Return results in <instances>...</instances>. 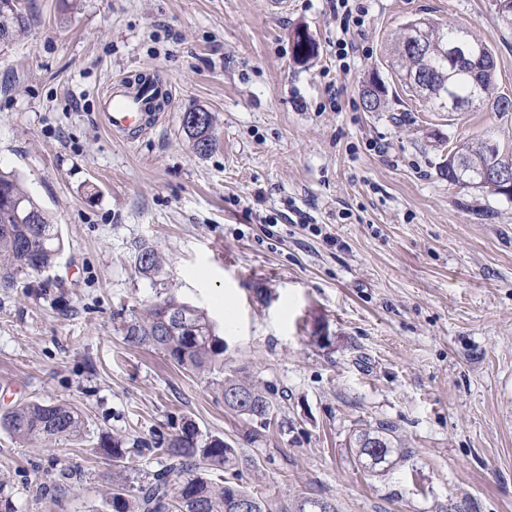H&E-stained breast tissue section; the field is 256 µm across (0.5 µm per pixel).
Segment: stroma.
<instances>
[{
    "instance_id": "stroma-1",
    "label": "stroma",
    "mask_w": 512,
    "mask_h": 512,
    "mask_svg": "<svg viewBox=\"0 0 512 512\" xmlns=\"http://www.w3.org/2000/svg\"><path fill=\"white\" fill-rule=\"evenodd\" d=\"M29 29L0 45V169L48 212L64 250L41 291L0 285V411L63 402L80 437L42 448L0 430V501L12 512H104L106 436L149 449L184 421L254 459L242 481L273 512H512V200L449 183L450 144H512V112L448 114L392 66L420 15L495 53L512 97V28L495 0H367L350 71L337 72L328 0H20ZM317 44L294 57L293 33ZM149 73L174 93L130 143L107 129L113 79ZM386 88L383 111L360 91ZM334 85L337 109L326 106ZM215 116L195 155L185 112ZM310 215L309 226L292 223ZM162 257L140 274L138 246ZM175 291L224 339V372L285 393L279 424L246 421L211 376L124 343L121 318ZM393 425L406 459L356 463L358 431Z\"/></svg>"
}]
</instances>
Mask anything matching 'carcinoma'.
Masks as SVG:
<instances>
[{
	"label": "carcinoma",
	"mask_w": 512,
	"mask_h": 512,
	"mask_svg": "<svg viewBox=\"0 0 512 512\" xmlns=\"http://www.w3.org/2000/svg\"><path fill=\"white\" fill-rule=\"evenodd\" d=\"M27 23L18 0H0V31L16 39ZM458 27L419 17L408 21L393 47L399 80L413 95L442 112L479 108L492 104L499 112L512 110V99L494 95L495 64L492 49L476 40L473 55L451 56L445 47L455 40ZM384 90L378 84L363 90V100H371L367 111L381 109ZM212 112L199 109V123L183 119L195 154L204 156L213 148ZM484 139L474 137L448 150L442 171L462 163L448 181L463 188L473 187L471 176L488 163L482 148ZM64 248L56 225L44 208L25 190L13 172L0 170V277L13 283L17 274L41 275L53 266ZM135 267L151 278L162 271L160 256L151 246H141ZM181 314L184 325L167 327L170 316ZM120 331L124 342L163 353L173 364L197 373H211L224 362V339L199 308L183 302L174 293L148 304L144 313L123 318ZM224 392L242 395L249 411L233 403L225 406L249 421L267 426L274 422L276 394L247 376H228ZM0 429L22 442L47 446L61 438H77L83 418L67 404L27 401L0 414ZM397 436L390 426L364 430L355 439L359 464L389 466L403 458L395 446ZM100 454L112 461V491L104 503L107 512H270L265 498L239 482L240 456L220 437L202 438L196 424L187 420L179 433L157 441L156 451L164 464L151 477L133 485L128 474L139 470L138 455L120 438H104Z\"/></svg>",
	"instance_id": "carcinoma-1"
}]
</instances>
